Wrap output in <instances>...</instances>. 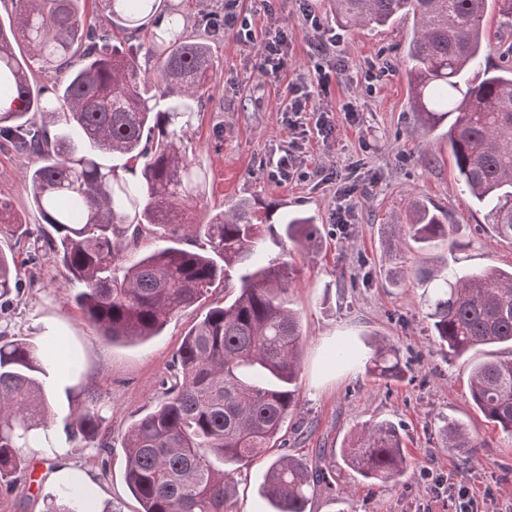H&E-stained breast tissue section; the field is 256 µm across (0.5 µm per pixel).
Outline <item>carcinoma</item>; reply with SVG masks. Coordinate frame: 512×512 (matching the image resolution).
Listing matches in <instances>:
<instances>
[{"label": "carcinoma", "instance_id": "cac0c4a2", "mask_svg": "<svg viewBox=\"0 0 512 512\" xmlns=\"http://www.w3.org/2000/svg\"><path fill=\"white\" fill-rule=\"evenodd\" d=\"M0 22V152L34 157L33 206L58 237L45 241L82 285L75 301L112 340L145 341L199 302L217 281L230 300L211 308L183 337L180 376L151 411L124 434L125 480L142 512H230L231 475L274 446L298 403L301 325L286 305L290 268L268 251L270 214L244 201L198 222L189 215L208 174L182 145L213 68L210 48L186 34L185 19L164 0H102L88 18L83 0H14ZM512 19V0H336V22L385 26L413 22L406 56L411 108L433 130L447 125L448 152L471 196L489 209L499 234L512 236V65L481 67L490 7ZM156 60L155 92L145 87L142 56ZM55 72L50 85L35 75ZM40 120H35V116ZM112 154L117 163L100 160ZM448 216L416 206L406 234L450 250ZM296 249L319 235L311 219L281 220ZM168 229L172 245L122 267L138 238ZM204 234L209 249L175 242ZM14 257L0 249V300L20 289ZM434 284L425 299L432 335L460 357L488 345L512 346V270L417 271ZM368 372L402 373L398 352L371 343ZM55 358L0 334V483L28 472L45 449L102 436L101 396L79 371L64 388L71 409L64 436L51 438L48 384ZM474 406L512 437V356L471 368ZM443 447L473 448L468 429L446 419ZM364 481H398L410 467L398 428L365 429L343 449ZM231 469L226 470L224 466ZM331 483L319 469L284 454L268 466L263 496L274 512H306L309 495ZM87 490L76 479L48 496L46 512H84Z\"/></svg>", "mask_w": 512, "mask_h": 512}]
</instances>
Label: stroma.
<instances>
[{"mask_svg":"<svg viewBox=\"0 0 512 512\" xmlns=\"http://www.w3.org/2000/svg\"><path fill=\"white\" fill-rule=\"evenodd\" d=\"M187 16L189 35L207 44L214 67L202 108L184 137L186 154L206 170L209 188L198 216L228 209L238 200L268 205L276 217L303 214L320 228L316 246L291 250L294 269L288 305L301 320L303 348L299 400L282 431V447L250 461L236 474L231 512H272L261 486L269 461L295 455L332 470L333 492L314 495L307 512H456V486H467L478 512H512V438L488 423L469 395L474 362L495 356L493 346L447 358L431 332L423 304L425 286L417 270L457 264L512 268V239L501 237L485 209L464 190L440 130L421 125L409 106L405 55L411 24L366 28L336 21L333 0H312L325 30L336 35V59L344 69L328 90L312 84L313 33L298 0H238L253 20L255 39L227 31L212 35L202 17L222 10L224 0H175ZM288 29V53L278 71L259 69L260 38L270 25ZM386 71L373 86L363 74ZM298 85L311 100L298 136L304 177L271 175L272 159L289 141L288 87ZM328 112L336 127L321 141L315 121ZM34 159L0 153V196L10 200L17 224L0 228V249L21 264L18 297L0 308V331L39 344L43 321L53 322L83 360V382L109 408L111 447L78 440L68 460L94 473L101 506L140 512L125 482L121 438L150 411L175 380L174 354L183 336L209 308L223 304L216 282L195 306L174 315L159 336L142 344L114 342L86 321L77 293L53 254L35 251L40 233L50 232L30 199ZM358 186L349 202V222H335L343 201L340 175ZM445 211L464 248L449 252L438 240L423 245L400 233L412 201ZM402 281L392 284L391 269ZM399 351L403 373L396 380L370 375L364 363L348 365L336 355L364 351L369 336ZM463 422L474 441L462 452L443 448L444 419ZM392 422L400 431L411 467L400 483L355 480L341 451L367 423ZM41 474L0 488V512H45L54 492Z\"/></svg>","mask_w":512,"mask_h":512,"instance_id":"stroma-1","label":"stroma"}]
</instances>
